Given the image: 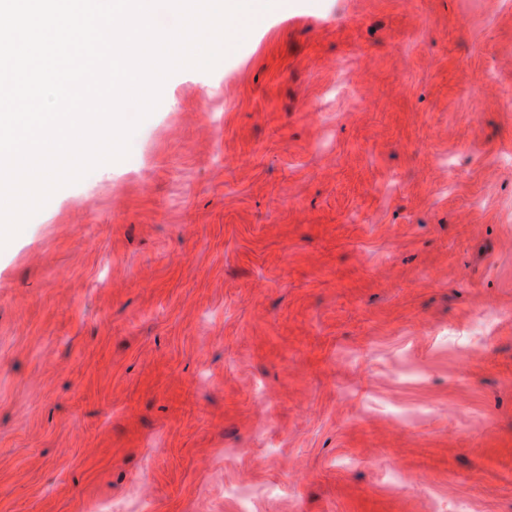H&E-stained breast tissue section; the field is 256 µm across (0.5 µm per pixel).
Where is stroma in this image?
<instances>
[{"label":"stroma","instance_id":"obj_1","mask_svg":"<svg viewBox=\"0 0 512 512\" xmlns=\"http://www.w3.org/2000/svg\"><path fill=\"white\" fill-rule=\"evenodd\" d=\"M288 3L0 250V512H512V0Z\"/></svg>","mask_w":512,"mask_h":512}]
</instances>
